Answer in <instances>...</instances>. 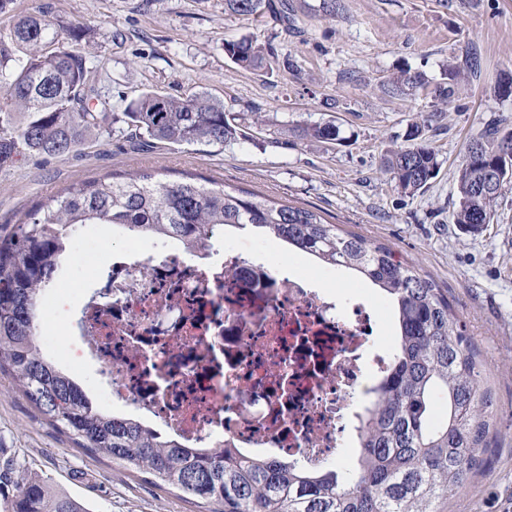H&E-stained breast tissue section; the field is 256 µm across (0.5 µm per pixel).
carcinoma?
Instances as JSON below:
<instances>
[{
  "label": "carcinoma",
  "mask_w": 512,
  "mask_h": 512,
  "mask_svg": "<svg viewBox=\"0 0 512 512\" xmlns=\"http://www.w3.org/2000/svg\"><path fill=\"white\" fill-rule=\"evenodd\" d=\"M239 16L266 12L288 23V0H224ZM59 24L40 10L0 32V163L16 157L64 156L80 150L90 131L110 133L124 123L135 138L173 145L224 146L246 138L228 119L224 102L205 88L174 95L149 89L123 112L97 99L96 67L59 37ZM224 52L239 67L256 70L274 56L251 38L230 40ZM434 88L444 112L461 72ZM398 90L425 92L417 72L394 74ZM436 111V112H438ZM436 112L410 124L406 145L385 155L382 171L413 195L436 176L437 154L423 131ZM336 141L333 123L306 130ZM512 149V130L493 126L467 145L457 168L453 223L477 232L491 222L502 191L486 192L485 170ZM83 224L119 226L131 238H175L200 248L226 228L252 226L319 260L361 274L390 300L399 334L377 398L358 426L359 453L348 469L313 471L288 457L245 458L232 448L199 451L159 436L131 418L100 409L81 385L42 349L39 301ZM0 375L77 448L120 460L137 473L171 485L208 512H438L461 491L490 445L493 399L478 352L462 330L448 296L393 249L344 231L309 208L192 175L159 180L147 172L121 178H86L44 199L29 221L0 238ZM444 395L447 411L431 423V402ZM12 486L10 512H86L48 479L13 467L0 472Z\"/></svg>",
  "instance_id": "cac0c4a2"
}]
</instances>
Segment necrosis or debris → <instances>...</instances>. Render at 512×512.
I'll return each mask as SVG.
<instances>
[{"instance_id": "obj_1", "label": "necrosis or debris", "mask_w": 512, "mask_h": 512, "mask_svg": "<svg viewBox=\"0 0 512 512\" xmlns=\"http://www.w3.org/2000/svg\"><path fill=\"white\" fill-rule=\"evenodd\" d=\"M99 282L79 327L102 394L187 448L333 465L390 363L369 302L229 246L152 239L113 253Z\"/></svg>"}]
</instances>
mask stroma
<instances>
[{"instance_id": "stroma-1", "label": "stroma", "mask_w": 512, "mask_h": 512, "mask_svg": "<svg viewBox=\"0 0 512 512\" xmlns=\"http://www.w3.org/2000/svg\"><path fill=\"white\" fill-rule=\"evenodd\" d=\"M305 2L286 29L267 14L225 12L224 0H13L11 11L0 14V30L39 7L60 24L89 27L75 49L96 65L97 92L114 111L148 89L180 94L202 86L247 137L221 148L136 145L116 123L78 154L16 158L0 166V236L38 201L78 180L137 171L177 180L189 172L313 209L391 246L447 294L493 392V443L469 484L449 498L447 512H512V184L482 233L452 222L467 143L490 125L512 129V98L494 92L512 78V0H338L335 18L321 21L307 13L320 0ZM241 37L272 44L279 62L257 71L238 67L224 43ZM474 56L478 73H468L425 131L440 161L437 176L416 194L401 193L382 172V158L404 145L417 112L430 111L435 99L393 91L392 76L408 68L434 85L445 65L466 70ZM326 122L336 124L340 140L306 136L307 127ZM223 241L247 258H276L340 297H365L380 344L394 341L390 303L363 279L248 229L225 233ZM137 245L106 224L78 228L41 313L47 350L75 353L72 317L83 294L73 283L91 287L108 251ZM6 462L50 479L89 512H206L175 487L74 447L0 377V464Z\"/></svg>"}]
</instances>
